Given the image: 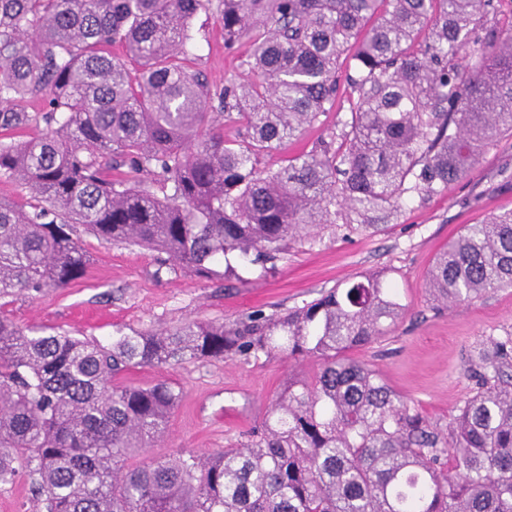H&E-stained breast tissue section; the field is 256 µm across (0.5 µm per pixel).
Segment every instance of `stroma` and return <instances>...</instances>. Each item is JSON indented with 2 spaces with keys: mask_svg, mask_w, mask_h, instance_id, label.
I'll list each match as a JSON object with an SVG mask.
<instances>
[{
  "mask_svg": "<svg viewBox=\"0 0 512 512\" xmlns=\"http://www.w3.org/2000/svg\"><path fill=\"white\" fill-rule=\"evenodd\" d=\"M192 34L188 65L206 75L212 91H220L227 77L246 75L245 48H224L215 0L195 15ZM350 97L347 84H340L323 126L305 131L273 155L260 156L259 168L278 167L311 149L345 117ZM509 211L512 138L504 137L466 176L441 194L409 202L383 231L357 235L318 226L274 264H241L230 278L163 266L155 251L105 241L77 227L89 259L84 276L64 288L17 295L6 313L18 326L40 333L106 342L118 329L144 332L192 321L228 323L257 312L285 313L353 276L382 271L398 289L403 316L386 336L350 356L372 365L394 391L445 426L475 388L474 350L489 337L512 333V288L442 305L426 286L428 272L464 225ZM317 367V360L306 355L234 356L130 371L125 384L167 382L181 393L166 432L144 462L246 442L288 380L308 377ZM0 512H45L26 471L0 482Z\"/></svg>",
  "mask_w": 512,
  "mask_h": 512,
  "instance_id": "1",
  "label": "stroma"
}]
</instances>
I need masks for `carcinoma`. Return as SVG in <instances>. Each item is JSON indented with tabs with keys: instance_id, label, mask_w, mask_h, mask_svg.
I'll use <instances>...</instances> for the list:
<instances>
[{
	"instance_id": "cac0c4a2",
	"label": "carcinoma",
	"mask_w": 512,
	"mask_h": 512,
	"mask_svg": "<svg viewBox=\"0 0 512 512\" xmlns=\"http://www.w3.org/2000/svg\"><path fill=\"white\" fill-rule=\"evenodd\" d=\"M507 0H221L224 45L250 76L225 79L219 115L186 64L205 0H0V300L63 288L98 237L167 255L202 277L264 266L318 224L374 233L460 179L512 134ZM121 45L130 71L109 48ZM356 99L308 152L260 169L322 123L336 73ZM44 96L46 129L25 135ZM153 176L159 191L141 184ZM512 287V211L468 224L428 279L443 302ZM379 273L284 315L185 322L112 340L33 335L0 315V481L26 464L47 512H512V334L472 361L476 388L446 427L347 353L402 315ZM317 358L245 443L130 467L181 394L122 382L135 368L239 355Z\"/></svg>"
}]
</instances>
